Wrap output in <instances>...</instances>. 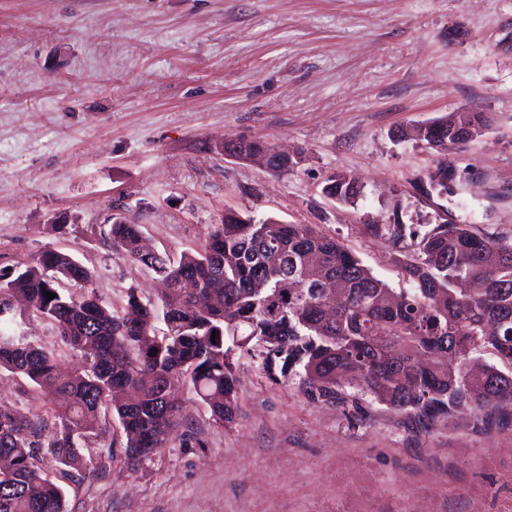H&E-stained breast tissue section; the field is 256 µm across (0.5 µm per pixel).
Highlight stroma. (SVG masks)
<instances>
[{"label": "stroma", "mask_w": 512, "mask_h": 512, "mask_svg": "<svg viewBox=\"0 0 512 512\" xmlns=\"http://www.w3.org/2000/svg\"><path fill=\"white\" fill-rule=\"evenodd\" d=\"M452 112L492 122L441 153L400 136ZM240 139L305 159L275 175L225 156ZM336 173L360 181L356 203L324 193ZM229 209L315 225L396 289L371 225L512 241V0H0V271L53 248L104 305L133 289L158 307L157 275L108 246L111 218L176 262ZM15 333L81 364L49 322ZM237 377L232 422L183 390L179 430L133 468L107 416L67 512H512L510 426L424 431L366 400L354 416L247 355Z\"/></svg>", "instance_id": "stroma-1"}]
</instances>
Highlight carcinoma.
<instances>
[{
  "instance_id": "1",
  "label": "carcinoma",
  "mask_w": 512,
  "mask_h": 512,
  "mask_svg": "<svg viewBox=\"0 0 512 512\" xmlns=\"http://www.w3.org/2000/svg\"><path fill=\"white\" fill-rule=\"evenodd\" d=\"M479 134L488 117L443 116L420 140L442 152L450 126ZM272 146L246 142L243 159L267 166ZM325 192L342 202L359 195L335 174ZM393 246L409 238L401 263L412 288L397 292L343 244L311 224H278L235 211L212 225L196 252L173 263L140 246L141 225L110 224V247L152 269L168 284L166 330L131 318L149 313L134 292L121 310L90 291L92 273L71 255L43 251L0 274V370L24 377L53 407V425L21 418L0 404V512H67L63 487L36 464L45 448L71 480L102 416H117L124 456L134 467L166 445L178 426L179 393L193 388L213 420L235 418L234 351L261 360L268 374H293L318 403L357 405L368 398L428 425L458 415L477 432L512 408V243L468 224L401 223L385 228ZM83 293L75 296L71 288ZM56 297L49 300L45 293ZM52 322L85 367L66 377L57 356L7 333L13 301ZM490 354L478 372L473 357Z\"/></svg>"
}]
</instances>
